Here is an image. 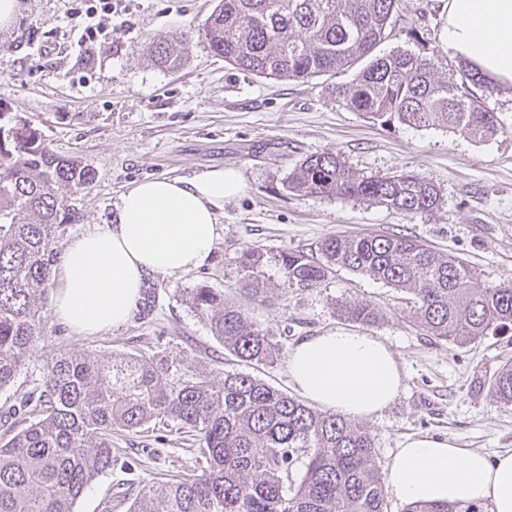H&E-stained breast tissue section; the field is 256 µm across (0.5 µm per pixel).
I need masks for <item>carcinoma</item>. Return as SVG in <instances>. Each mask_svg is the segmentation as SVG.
Masks as SVG:
<instances>
[{"label":"carcinoma","mask_w":512,"mask_h":512,"mask_svg":"<svg viewBox=\"0 0 512 512\" xmlns=\"http://www.w3.org/2000/svg\"><path fill=\"white\" fill-rule=\"evenodd\" d=\"M399 0H217L203 36L234 68L265 78H332L349 109L382 125L446 128L476 141L502 129L474 90L493 92L461 66L444 76L437 48L375 54L394 35ZM190 35L152 44L154 62L179 69ZM95 170L56 155L42 133L18 115L0 113V390L11 385L42 334V300L53 285L66 225L80 221L71 195L93 184ZM293 195L369 202L402 213L442 207L434 183L408 171L366 175L339 151L313 153L281 180ZM321 258L299 251L274 257L286 288H315L336 268L366 275L413 296L408 318L437 340L471 344L512 331V282L475 286L464 259L440 254L403 234L333 235ZM239 288L263 292L264 253L243 249ZM186 301L239 361L272 364V331L249 309L206 286ZM341 316L375 326L383 314L366 301L339 307ZM498 402L512 404V361L493 375ZM26 425L0 438V512H74L77 499L112 470L123 449L112 431L137 434L153 420L174 422L198 443L200 472L149 482L128 512H388L386 475L376 465L369 430L340 413L310 407L246 371H226L217 384L201 370L174 374L156 354L103 358L94 352L46 355L43 377L20 394ZM304 475L294 483L300 456ZM404 512H480L474 504L411 501Z\"/></svg>","instance_id":"cac0c4a2"}]
</instances>
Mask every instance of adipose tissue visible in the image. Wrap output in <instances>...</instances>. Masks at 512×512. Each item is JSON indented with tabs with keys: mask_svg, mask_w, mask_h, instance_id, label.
I'll return each mask as SVG.
<instances>
[{
	"mask_svg": "<svg viewBox=\"0 0 512 512\" xmlns=\"http://www.w3.org/2000/svg\"><path fill=\"white\" fill-rule=\"evenodd\" d=\"M448 55L489 84L512 88V0H445ZM245 188L238 169L130 185L116 224L70 239L59 262L54 315L88 335L125 324L146 275L173 276L202 265L220 234L219 214ZM288 378L311 404L352 419L378 416L396 400L402 370L387 343L339 328L301 341L288 355ZM386 487L405 501L490 504L512 512V451L488 457L447 438H407L392 457Z\"/></svg>",
	"mask_w": 512,
	"mask_h": 512,
	"instance_id": "obj_1",
	"label": "adipose tissue"
}]
</instances>
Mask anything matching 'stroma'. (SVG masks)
I'll list each match as a JSON object with an SVG mask.
<instances>
[{"instance_id": "1", "label": "stroma", "mask_w": 512, "mask_h": 512, "mask_svg": "<svg viewBox=\"0 0 512 512\" xmlns=\"http://www.w3.org/2000/svg\"><path fill=\"white\" fill-rule=\"evenodd\" d=\"M19 3L12 23L0 28V112L24 117L55 153L96 172L94 183L72 198L82 219L68 225L67 236L116 224L120 193L147 177L189 178L224 166L239 169L246 184L224 204L211 257L177 277L148 276L127 324L77 335L54 317L55 296L47 294L43 316L53 346L106 358L160 351L172 372L192 367L222 380L239 363L185 296L207 286L242 300L236 261L249 246L270 257L283 250L311 255L334 234L401 233L467 260L479 271L480 286L512 281V90L483 97L503 127L489 141L441 128H386L339 102L332 80L260 78L214 56L202 33L216 0H112L111 33L89 47L63 49L58 43L75 24V0ZM442 4L400 0L401 22L441 45ZM179 31L192 34L182 67L151 63L153 40ZM327 150L342 152L367 175L415 172L441 188L444 204L434 213L405 214L282 191L281 179L303 157ZM264 271L266 292L246 303L255 321L273 329L279 353L256 373L285 392L292 389L289 351L305 337L348 327L339 304L359 299L383 310V323L371 333L389 345L404 379L397 399L365 422L380 469L405 438L418 434L491 456L512 450V405L499 403L489 389L501 362L512 358V333L451 346L407 321L410 294L369 277L340 269L318 287L286 288L275 265ZM48 348L35 347L14 385L0 390V424L23 426L22 415L6 410L17 389L41 378ZM112 439L125 456L84 491L75 512H127L116 497L118 482L134 495L154 479L198 467L197 452L171 426L153 423Z\"/></svg>"}]
</instances>
